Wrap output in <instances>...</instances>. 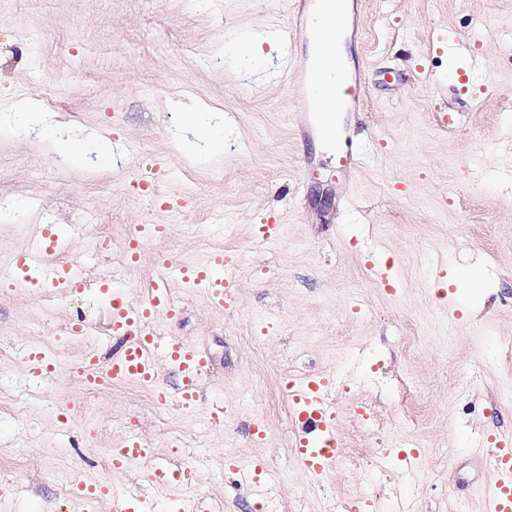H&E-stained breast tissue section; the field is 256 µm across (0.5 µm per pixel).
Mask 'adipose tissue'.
<instances>
[{
  "label": "adipose tissue",
  "instance_id": "adipose-tissue-1",
  "mask_svg": "<svg viewBox=\"0 0 512 512\" xmlns=\"http://www.w3.org/2000/svg\"><path fill=\"white\" fill-rule=\"evenodd\" d=\"M350 19L348 0H333L326 14L315 15L310 23L312 36L308 56L319 67L341 69L344 37Z\"/></svg>",
  "mask_w": 512,
  "mask_h": 512
}]
</instances>
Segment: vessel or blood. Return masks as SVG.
I'll return each instance as SVG.
<instances>
[{"label":"vessel or blood","mask_w":512,"mask_h":512,"mask_svg":"<svg viewBox=\"0 0 512 512\" xmlns=\"http://www.w3.org/2000/svg\"><path fill=\"white\" fill-rule=\"evenodd\" d=\"M318 0H294L289 12L288 33L297 35L307 30V21ZM54 243L41 244L37 251H23L17 266L26 272H36L44 281L63 283L71 288L84 284L81 275L70 274L68 269L57 265ZM228 262L223 251H214L201 265H182L168 256H160L157 266L159 276L152 284L146 298L138 305L128 304L124 293L112 294L113 335L124 337L125 345L119 356L114 357L107 368H99L94 355H87L81 367V379L85 386L94 388L106 382L134 379L150 388H159L158 356H165L178 371L176 389L178 401L192 406L200 390L201 378L207 361L194 348L178 338L163 336L155 328L158 315L177 316L178 309L171 299L170 282L178 280L189 288L202 289L208 302L223 308L234 298V284L225 278ZM331 380L322 375L304 376L289 389V397L296 419L308 432L297 444V455L309 473L324 476L330 462L336 456L339 442L335 430V410L327 398ZM489 453L494 461L496 479L489 491V512H512V448L496 444ZM152 463L151 480L159 487L173 483L190 484L195 472L190 468H172L156 463L155 450L148 441L137 436L126 438L121 447L112 453V467L122 470L130 464ZM84 501L94 502L111 496L113 512H153L150 498L135 494L114 493L108 483L84 484L78 488Z\"/></svg>","instance_id":"vessel-or-blood-1"}]
</instances>
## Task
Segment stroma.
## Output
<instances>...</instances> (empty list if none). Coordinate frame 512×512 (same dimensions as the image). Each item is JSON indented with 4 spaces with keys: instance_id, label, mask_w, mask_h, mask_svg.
Here are the masks:
<instances>
[{
    "instance_id": "1",
    "label": "stroma",
    "mask_w": 512,
    "mask_h": 512,
    "mask_svg": "<svg viewBox=\"0 0 512 512\" xmlns=\"http://www.w3.org/2000/svg\"><path fill=\"white\" fill-rule=\"evenodd\" d=\"M288 6L0 0V512H76L64 477L111 480L159 512H185L199 495L212 512H259L271 480L277 512L368 498L377 512H483L495 471L480 451L512 440V0H353L344 66L364 96L346 113L357 154L347 173L317 148L313 113L291 116L306 43L280 37ZM264 36L277 49L258 61L248 48ZM35 81L57 105L55 134L96 132L108 163L50 154L45 130L22 125L14 106ZM192 109L223 122V152L186 131ZM156 165L167 171L160 195L185 191L179 209L138 202ZM145 224L168 233L146 235ZM263 224L285 233L264 241ZM46 237L84 287L33 292L17 257ZM128 245L137 264L115 285L132 300L161 252L195 265L221 249L237 267L225 308L175 281L180 313L156 319L209 361L194 406L159 405L136 381L95 394L81 381L88 346L104 366L123 348L102 333L111 307L100 276ZM474 273L482 287H470ZM78 322L97 339L72 335ZM34 342L52 371L25 362ZM290 345L294 374L333 377L336 437L359 472L333 464L310 482L277 377ZM378 403L381 432L359 416ZM130 435L163 463L189 453L195 483L155 488L147 464L113 472L112 450ZM405 441L421 449L408 475L386 454Z\"/></svg>"
}]
</instances>
